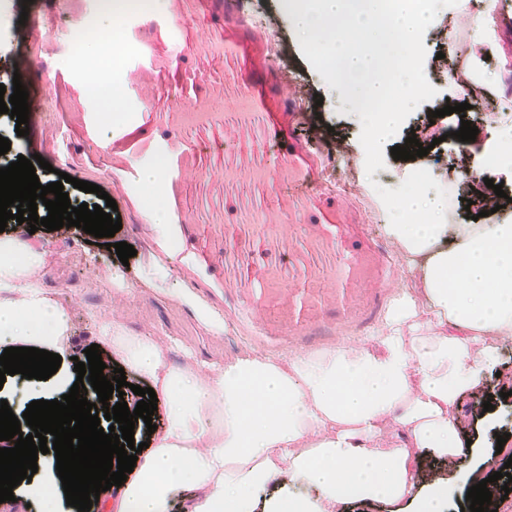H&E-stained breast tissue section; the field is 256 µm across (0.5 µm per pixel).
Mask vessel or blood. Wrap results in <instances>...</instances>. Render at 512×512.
<instances>
[{
    "label": "vessel or blood",
    "mask_w": 512,
    "mask_h": 512,
    "mask_svg": "<svg viewBox=\"0 0 512 512\" xmlns=\"http://www.w3.org/2000/svg\"><path fill=\"white\" fill-rule=\"evenodd\" d=\"M227 110L205 112L196 70L177 71L178 119L224 132V278L238 285V316L264 335L302 349L318 348L352 326L384 314L392 263L349 206L348 192L321 190L314 155L291 129L294 104L284 81L269 84L265 37L250 30L234 0L220 21ZM161 112L142 113L121 130L117 148L166 158V182L177 186L200 144L178 136ZM299 223L303 235L277 247L278 227Z\"/></svg>",
    "instance_id": "vessel-or-blood-1"
}]
</instances>
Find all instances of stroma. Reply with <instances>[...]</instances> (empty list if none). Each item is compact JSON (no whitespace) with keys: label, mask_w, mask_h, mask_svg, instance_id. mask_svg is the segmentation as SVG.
Segmentation results:
<instances>
[{"label":"stroma","mask_w":512,"mask_h":512,"mask_svg":"<svg viewBox=\"0 0 512 512\" xmlns=\"http://www.w3.org/2000/svg\"><path fill=\"white\" fill-rule=\"evenodd\" d=\"M241 9L271 36L272 64L292 80L300 104L297 132L319 148L327 182L347 184L364 223L374 236L384 237V226L393 214L383 208L367 177L361 126L354 113L339 102L338 89L329 88L302 54L297 29L279 0H241ZM485 9L486 0H458L443 8L427 29L424 69L438 94L411 113L398 137L420 133L430 150L407 161L387 159L382 177L383 184L392 188L415 171H430L436 193L448 198L452 224L471 223L480 213L476 200L489 179L502 185L504 194L494 197L498 209L484 217L485 223L512 221V175L489 165L498 143L512 139V105L505 99L503 81L504 66L512 65V0H504L491 39L479 22ZM164 16V9L158 8L138 17L142 26L161 29L152 55L175 62L182 59L184 44L193 45L196 65L210 80L204 104L223 111V61L206 50L219 42L218 31L196 21L173 34L162 29ZM110 25L109 18L100 16L97 0H0V84L11 85L15 70H25L32 99L27 136L17 135L15 120L0 114V136L11 142L10 150L0 155V168L18 157L38 154L50 164L49 169L36 171L41 184L57 181L63 171L114 193L122 223L114 239L136 251L129 262H120L115 250L87 243L86 233L73 226L51 232L41 227L25 234V243L44 253L38 273L42 288L69 314L68 357L62 360L60 373L73 375L74 360L94 344L100 320L120 323L132 335L153 337L175 367L190 361L220 363L247 348L278 353V346L255 340L225 315L224 274L202 262H187L180 253L185 244L180 225L171 230L179 253L164 260V283L155 281L154 265L163 260L159 239L139 233L138 227L152 220L151 194H166L167 188L143 182L124 187L123 171L112 162V136L114 127L130 123L137 113L175 111V88L165 77L150 74V55L131 43L112 70L122 87L121 112H113L110 99L86 97L83 88L97 74L89 59ZM451 99L468 103V110L434 117V110ZM465 120L478 128L475 140L467 143L454 136ZM191 136L205 143L206 152L197 159L198 171L180 187L175 206L195 223H223L222 131L200 127ZM186 290L223 316L222 334L208 332L195 312L179 301V293ZM500 368V374H487L463 396L458 428L461 439L477 442L490 456L484 470L488 476L503 471L512 458V339L500 344ZM480 398L493 405L496 428H488L482 412L476 410L474 403ZM500 431L509 435L502 445L496 438Z\"/></svg>","instance_id":"obj_1"}]
</instances>
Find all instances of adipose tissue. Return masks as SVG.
Listing matches in <instances>:
<instances>
[{
	"label": "adipose tissue",
	"mask_w": 512,
	"mask_h": 512,
	"mask_svg": "<svg viewBox=\"0 0 512 512\" xmlns=\"http://www.w3.org/2000/svg\"><path fill=\"white\" fill-rule=\"evenodd\" d=\"M384 200L429 213L426 224L384 227L407 260L426 256L425 300L398 298L370 345L248 349L221 365L175 368L154 338L116 322L98 326V343L149 380L165 416L123 484L118 512H170L178 490L190 492L189 512H336L350 497L397 504L411 493L421 455H462L461 399L496 368L498 342L512 335V223L449 229L446 201L406 186ZM451 230L455 247L439 248ZM18 253L23 262H14ZM43 265L19 238H0V339L61 355L69 317L39 288ZM395 427L407 439L391 437ZM37 465L26 496L38 512H62L55 457L39 456ZM480 480L478 467H458L426 485L409 512H444L458 488ZM272 482L277 492L259 499Z\"/></svg>",
	"instance_id": "adipose-tissue-1"
}]
</instances>
